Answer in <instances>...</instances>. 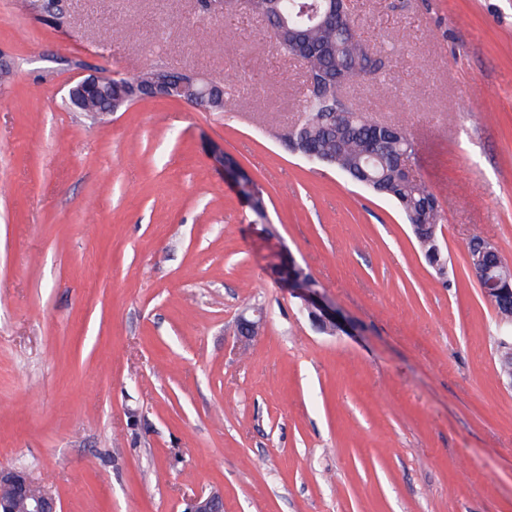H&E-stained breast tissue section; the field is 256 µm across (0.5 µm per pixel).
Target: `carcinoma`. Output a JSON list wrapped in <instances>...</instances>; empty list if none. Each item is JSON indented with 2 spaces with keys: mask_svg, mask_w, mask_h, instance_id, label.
Here are the masks:
<instances>
[{
  "mask_svg": "<svg viewBox=\"0 0 512 512\" xmlns=\"http://www.w3.org/2000/svg\"><path fill=\"white\" fill-rule=\"evenodd\" d=\"M302 0H281L279 10L288 20V30L268 34L275 49L296 57L301 56L307 44L317 53L304 58L311 70L325 74L342 66L349 71L350 83L369 78L384 82V62L368 71V58L360 51L364 39L349 42L347 24L319 27L303 12ZM302 119L278 135L288 151L301 158L336 170L346 179L366 188V177L376 179L384 192L381 196L394 200L405 215L408 224L424 226L422 234L414 236L424 260L436 274L445 275L447 256L440 242V225L444 216L441 206L428 185L415 177L398 180L394 161L404 155L415 154V141L411 132L383 136L376 126L364 121V111L336 97V90L326 86L310 90L302 105Z\"/></svg>",
  "mask_w": 512,
  "mask_h": 512,
  "instance_id": "1",
  "label": "carcinoma"
}]
</instances>
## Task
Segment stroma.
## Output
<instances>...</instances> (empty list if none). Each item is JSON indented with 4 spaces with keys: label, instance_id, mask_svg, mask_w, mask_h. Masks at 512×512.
I'll list each match as a JSON object with an SVG mask.
<instances>
[{
    "label": "stroma",
    "instance_id": "stroma-1",
    "mask_svg": "<svg viewBox=\"0 0 512 512\" xmlns=\"http://www.w3.org/2000/svg\"><path fill=\"white\" fill-rule=\"evenodd\" d=\"M0 0V467L63 512H512V389L474 238L512 262V0H350L391 55L352 103L406 128L444 211L448 277L395 205L288 153L302 68L204 0ZM160 67L220 112L69 111L79 76ZM269 195L258 220L215 163ZM351 325L316 331L282 252ZM260 315L240 339L239 317ZM214 158L216 163L224 168V172L234 179L239 192L242 189L254 191L251 186L246 184L244 171L238 166L237 160L232 155L222 149L214 154ZM224 495L219 491L201 494L195 497L185 512H223Z\"/></svg>",
    "mask_w": 512,
    "mask_h": 512
}]
</instances>
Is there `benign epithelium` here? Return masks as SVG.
Listing matches in <instances>:
<instances>
[{"instance_id": "7a95c632", "label": "benign epithelium", "mask_w": 512, "mask_h": 512, "mask_svg": "<svg viewBox=\"0 0 512 512\" xmlns=\"http://www.w3.org/2000/svg\"><path fill=\"white\" fill-rule=\"evenodd\" d=\"M113 81L108 77L90 73L68 85L65 101L75 112L100 104L98 113L109 115L120 111L139 97L179 99L193 107L206 111L211 90L216 85L202 77L182 75L177 79L165 69H150V73L136 82L120 83L121 90L112 92ZM216 163L231 176L237 188L247 189L244 171L237 160L221 150L214 154ZM276 277L300 299L307 311L312 326L320 332L334 334L346 328L336 305L319 291V285L312 274L289 255L284 254L277 262ZM479 284L492 303L512 307V269L509 276L498 277L490 274L479 279ZM0 512H61L56 495L44 486L34 483L28 472L18 466L0 468ZM185 512H224V495L218 491L195 497Z\"/></svg>"}]
</instances>
